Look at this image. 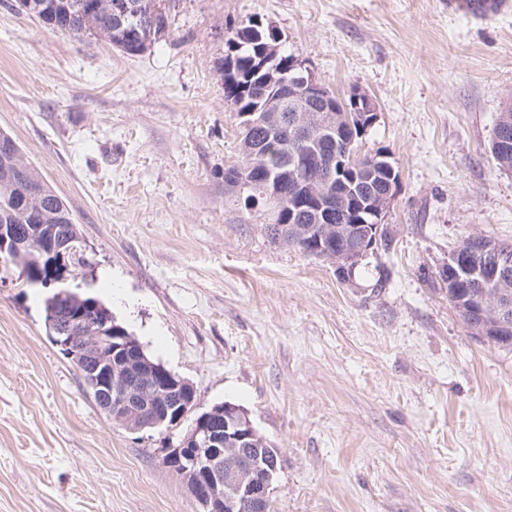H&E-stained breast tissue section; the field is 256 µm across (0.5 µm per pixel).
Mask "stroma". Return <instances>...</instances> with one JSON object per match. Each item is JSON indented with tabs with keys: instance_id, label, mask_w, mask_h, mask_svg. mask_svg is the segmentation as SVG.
<instances>
[{
	"instance_id": "stroma-1",
	"label": "stroma",
	"mask_w": 512,
	"mask_h": 512,
	"mask_svg": "<svg viewBox=\"0 0 512 512\" xmlns=\"http://www.w3.org/2000/svg\"><path fill=\"white\" fill-rule=\"evenodd\" d=\"M129 55L0 0V132L70 209L65 285L104 302L197 409L230 402L278 448L273 512H512V351L471 335L438 276L471 234L512 245V172L490 153L512 102V0H165ZM272 21L329 91L379 119L360 152L400 183L381 291L272 243L228 191L240 126L231 31ZM111 280H101L102 272ZM47 289L0 260V512H197L163 463L190 428L131 432L48 339Z\"/></svg>"
}]
</instances>
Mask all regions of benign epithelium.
I'll return each mask as SVG.
<instances>
[{"label": "benign epithelium", "instance_id": "obj_1", "mask_svg": "<svg viewBox=\"0 0 512 512\" xmlns=\"http://www.w3.org/2000/svg\"><path fill=\"white\" fill-rule=\"evenodd\" d=\"M166 21L161 0H154L148 17L132 27L129 36L134 53L147 50L155 28ZM266 25L269 43L265 59L259 66L264 72L263 83L272 91L271 97L257 105L253 111L244 112L240 118L244 125L263 124L292 132L293 178L306 189L297 204L309 206L313 211V223H336V207L357 213L358 223L371 225L364 234H343L348 245L334 252L327 244L329 230L315 243L313 254L331 260L336 272L343 279L369 255L381 249V232L391 234L385 224L392 208L399 180L395 169H387L386 188L379 194L359 193L357 183H369L374 175L358 179L351 177V170L360 166L348 159V153L336 154V150L324 149V143L335 141V136L346 137L345 130L358 129L360 136L377 122L375 101L362 90L350 93V101L341 106L330 98L325 87L313 72L297 57L291 59L288 71L273 64L281 54L283 45L280 34L273 24ZM324 150L322 168L312 171L306 165L311 151ZM79 237L60 232L56 224H36L22 235L15 234L14 227L0 225V255L14 262L28 258L36 251L46 259L49 269L63 267L61 272L46 279L42 267L32 273L31 279L38 285L57 286L65 280V267L78 253ZM451 278L448 287L459 282L475 288H507L512 280V245L496 242L485 243L471 236V240L458 245L448 257ZM54 310L64 308L69 315L55 324V345L63 354L80 363L78 371L91 379L100 389L97 401L101 409L112 419L126 425L131 432L168 429L181 423L196 407V392L191 383L168 371L161 364L148 360L139 350L131 349L130 340L120 336L87 313L86 304L78 294L59 289L46 300ZM481 334L491 343L512 345V299L504 297L491 315L482 316L478 324ZM132 374L154 389V397L165 399L168 407L150 411L151 398L139 388L122 382L118 373ZM256 438V429L240 409L228 404L217 406L194 419L193 425L181 444L170 450L167 465L189 485L193 497L202 512H226L229 507H239L242 512H268L277 462L268 461L262 467L251 457L244 465L224 470V442L232 441L241 448H248Z\"/></svg>", "mask_w": 512, "mask_h": 512}]
</instances>
